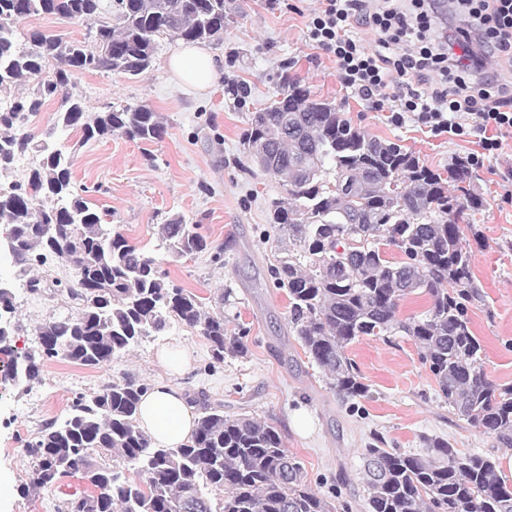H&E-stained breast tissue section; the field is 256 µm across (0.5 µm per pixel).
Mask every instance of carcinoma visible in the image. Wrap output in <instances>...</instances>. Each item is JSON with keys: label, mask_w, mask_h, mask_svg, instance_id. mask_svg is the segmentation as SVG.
Listing matches in <instances>:
<instances>
[{"label": "carcinoma", "mask_w": 512, "mask_h": 512, "mask_svg": "<svg viewBox=\"0 0 512 512\" xmlns=\"http://www.w3.org/2000/svg\"><path fill=\"white\" fill-rule=\"evenodd\" d=\"M39 15L87 33L67 41L32 31L31 47L19 46L15 24ZM230 22L225 0H0V96L7 104L0 107V224L14 238V277L36 293V269L51 256L66 262L75 309L36 324L32 350L12 349L14 327L0 332L23 389L40 381L45 358L100 368L173 323L199 330L218 363L245 352L223 313L208 311L196 294L166 279L159 260L112 230L107 213L91 206L88 188L73 185L71 153L54 143L59 127L80 133L78 147L115 133L142 143L160 139L163 126L145 105L88 111L72 91L75 74H146L159 40L219 42ZM58 98V126L33 132L31 118ZM243 145L263 172L282 181L284 195L268 207L271 223L288 237V256L271 275L287 289L289 327L329 389L344 400L369 396L347 348L402 332L418 346L448 407L511 450L512 385L487 374L470 328L469 306L482 295L457 219L482 201L467 188L466 162L444 177L404 146L354 126L335 103L296 80L253 113ZM27 152L40 156L39 165L17 180L14 165ZM199 229L173 218L159 225V236L171 256L191 257L208 248ZM390 248L401 260L386 258ZM417 292L427 296L428 309L401 318L402 302ZM146 391L131 376L111 381L77 397L62 421L41 424L24 444L32 471L21 491L77 476L88 489L69 495L57 512H337L309 487L275 426L226 416L221 403L200 401L185 444L152 447L136 425ZM422 442L420 453L362 449L368 512H512V483L496 460L462 455L442 438ZM98 449L131 474L97 464ZM216 491L224 492L218 505Z\"/></svg>", "instance_id": "obj_1"}]
</instances>
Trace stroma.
<instances>
[{
	"label": "stroma",
	"instance_id": "obj_1",
	"mask_svg": "<svg viewBox=\"0 0 512 512\" xmlns=\"http://www.w3.org/2000/svg\"><path fill=\"white\" fill-rule=\"evenodd\" d=\"M232 21L212 52L224 59V75L195 93L179 87L166 67L175 40H161L152 70L135 79L100 72L77 74V90L89 110L103 104L145 105L165 127L162 139L136 143L115 135L76 150V186L90 187L91 201L109 211L113 230L154 255L170 280L199 296L207 310L223 312L229 330L243 334L246 355L214 362L197 331L174 326L142 339L110 364L94 369L61 358L43 361L40 381L25 391L0 385V512H56L62 491L85 484L64 478L57 487L27 496L19 486L31 462L21 459L26 440L43 421L64 416L76 396L131 376L146 385L168 379L192 399L207 395L228 416L246 414L277 426L288 450L303 462L310 487L328 499L366 512L361 450L381 438L404 452L422 448V437L449 440L460 453H477L506 464L512 453L497 446L448 407L436 392L411 337L366 338L347 354L358 365L370 395L340 401L322 372L312 366L288 326V296L271 270L288 241L270 224L267 201L282 195L278 179L265 175L243 147L253 112L279 97L287 79L334 101L358 127L373 136L400 141L434 170H445L478 151L477 138L448 139L414 122L390 124L386 113L370 111L339 82L336 65L306 36L304 11L314 0H295L299 13L280 11L274 0H226ZM244 84L246 104H237L227 80ZM487 166L473 168L472 188L482 199L469 215L465 233L474 242L472 273L484 300L469 311L483 347L484 366L501 384L512 383V130ZM178 217L199 225L207 251L176 259L159 250L158 226ZM39 295L15 282L17 346L33 348V326L70 310L63 282L71 275L61 259L40 268ZM229 304H222V293ZM170 348L167 363L158 359ZM188 351L192 368L174 374L178 351Z\"/></svg>",
	"mask_w": 512,
	"mask_h": 512
}]
</instances>
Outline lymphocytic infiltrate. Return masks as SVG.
Here are the masks:
<instances>
[{
  "label": "lymphocytic infiltrate",
  "instance_id": "f902f5d3",
  "mask_svg": "<svg viewBox=\"0 0 512 512\" xmlns=\"http://www.w3.org/2000/svg\"><path fill=\"white\" fill-rule=\"evenodd\" d=\"M305 26L370 110L477 137L471 165L498 156V132L512 128V0H317ZM360 28L376 33L374 47Z\"/></svg>",
  "mask_w": 512,
  "mask_h": 512
}]
</instances>
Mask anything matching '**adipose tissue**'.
I'll return each instance as SVG.
<instances>
[{"label":"adipose tissue","mask_w":512,"mask_h":512,"mask_svg":"<svg viewBox=\"0 0 512 512\" xmlns=\"http://www.w3.org/2000/svg\"><path fill=\"white\" fill-rule=\"evenodd\" d=\"M224 62L206 48L193 45L175 49L168 69L183 88L205 92L217 79ZM197 422L196 408L178 387L158 381L141 398L138 427L158 448H174L185 443Z\"/></svg>","instance_id":"ef3b65f1"}]
</instances>
